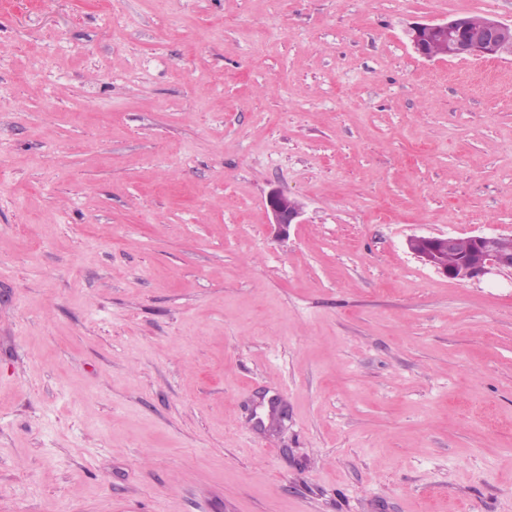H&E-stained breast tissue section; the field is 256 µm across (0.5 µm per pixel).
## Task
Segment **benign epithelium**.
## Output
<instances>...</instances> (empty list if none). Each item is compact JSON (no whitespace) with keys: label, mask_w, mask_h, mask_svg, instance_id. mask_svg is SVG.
Instances as JSON below:
<instances>
[{"label":"benign epithelium","mask_w":512,"mask_h":512,"mask_svg":"<svg viewBox=\"0 0 512 512\" xmlns=\"http://www.w3.org/2000/svg\"><path fill=\"white\" fill-rule=\"evenodd\" d=\"M407 38L414 52L425 59L434 58L431 46L444 38L448 40L449 58L512 55V24L485 16L478 21L462 16L417 23L409 28ZM266 207L278 237L288 236L290 226L301 223L302 203L281 190L269 193ZM407 247L423 264L451 279L470 280L493 272L512 274V252L501 250L491 235L470 236L469 251L456 267L443 263V256L456 249L454 235H414L407 239Z\"/></svg>","instance_id":"benign-epithelium-1"}]
</instances>
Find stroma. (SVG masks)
Here are the masks:
<instances>
[{"label": "stroma", "instance_id": "stroma-1", "mask_svg": "<svg viewBox=\"0 0 512 512\" xmlns=\"http://www.w3.org/2000/svg\"><path fill=\"white\" fill-rule=\"evenodd\" d=\"M473 14L0 0V512H512V275L406 244L512 236ZM407 38L414 52L425 59L435 58L431 46L444 38L448 40V58L512 55V24L485 16L479 21L462 16L417 23L409 28ZM267 210L271 214L270 225L276 237L288 236L291 224L301 223L303 205L296 198L281 190H273L266 199Z\"/></svg>", "mask_w": 512, "mask_h": 512}]
</instances>
